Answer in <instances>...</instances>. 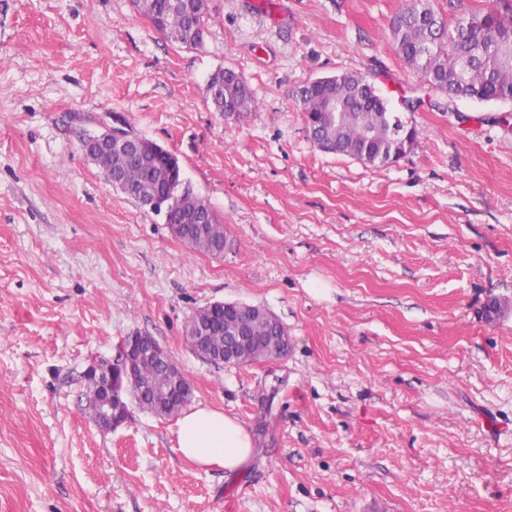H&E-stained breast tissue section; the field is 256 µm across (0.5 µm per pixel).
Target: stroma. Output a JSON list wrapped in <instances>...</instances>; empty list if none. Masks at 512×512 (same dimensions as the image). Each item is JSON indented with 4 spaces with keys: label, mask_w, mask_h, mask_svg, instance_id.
Returning a JSON list of instances; mask_svg holds the SVG:
<instances>
[{
    "label": "stroma",
    "mask_w": 512,
    "mask_h": 512,
    "mask_svg": "<svg viewBox=\"0 0 512 512\" xmlns=\"http://www.w3.org/2000/svg\"><path fill=\"white\" fill-rule=\"evenodd\" d=\"M207 4L190 49L131 0H0V512H512V100L432 89L391 41L405 0ZM222 68L245 120L206 101ZM345 72L418 129L404 156L311 141L295 93ZM105 124L178 158L222 253L113 189L82 149ZM217 301L269 309L287 354L197 357ZM136 333L186 409L244 423L246 467L186 460L176 416L84 411L88 357ZM207 99L216 112L245 114L256 108L255 99L247 81L232 69H220L209 77L207 82ZM226 120L237 121L235 113L224 115ZM210 214L211 219L209 223V232L204 236H199L190 241L184 242L198 252L214 255L220 252L218 251V248L220 241L225 239V232L224 224L218 218L216 213L211 210Z\"/></svg>",
    "instance_id": "1"
}]
</instances>
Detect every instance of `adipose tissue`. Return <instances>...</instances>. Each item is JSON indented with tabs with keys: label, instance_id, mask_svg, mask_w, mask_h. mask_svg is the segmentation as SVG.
<instances>
[{
	"label": "adipose tissue",
	"instance_id": "1",
	"mask_svg": "<svg viewBox=\"0 0 512 512\" xmlns=\"http://www.w3.org/2000/svg\"><path fill=\"white\" fill-rule=\"evenodd\" d=\"M177 438L180 454L206 468L233 471L252 453V439L244 425L213 409L185 413L177 422Z\"/></svg>",
	"mask_w": 512,
	"mask_h": 512
}]
</instances>
